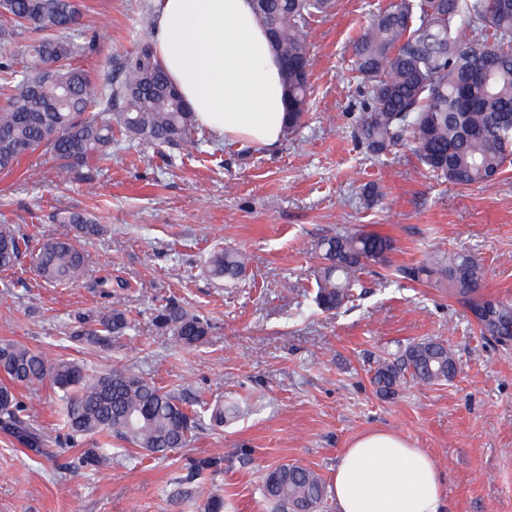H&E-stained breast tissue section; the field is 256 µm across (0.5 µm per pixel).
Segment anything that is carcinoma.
<instances>
[{
  "mask_svg": "<svg viewBox=\"0 0 512 512\" xmlns=\"http://www.w3.org/2000/svg\"><path fill=\"white\" fill-rule=\"evenodd\" d=\"M254 13L278 60L308 62L305 28L335 6V0H252ZM81 5L69 0H5L0 5V39L32 32L40 35L24 56L0 61V171L39 148L60 161L58 176L96 157L112 154L115 135L151 143L170 151L199 146L195 119L155 55L153 41L141 39L119 67V78L101 84L75 64L81 44L66 36L70 18ZM353 71L367 88L360 137L381 155L406 137L415 154L435 175L461 186H492L512 160V0H395L374 15L355 42ZM49 59L63 64L43 70ZM481 65L492 76L484 84L468 83ZM309 70L281 68L288 91V123L283 138L298 135L309 111ZM68 232L43 242L34 257L37 275L49 284L76 285L84 278L87 256L75 238L97 236L100 225L86 214L67 211ZM27 236L14 224H0V271L20 261ZM390 239L377 233H338L317 241L321 262L313 271L316 304L344 307L358 285V271L368 263L389 266ZM247 256L233 248L213 252L209 273L236 280L246 273ZM410 282L448 281V296L464 302L480 333L498 343L512 342V303L489 310L478 299L484 276L479 259L464 250L435 251L417 265L393 268ZM179 345L202 344L209 323L171 301L155 316ZM135 325L126 313L82 318L72 332L108 345ZM458 361L444 339L410 342L378 359L371 382L384 397L402 384H438L452 380ZM0 373L13 384L56 389L62 427L58 444H76L88 436H115L147 456H165L185 447L200 427L197 414L174 392L128 369L89 372L64 359L9 339L0 340ZM0 430L36 454L47 453L45 437L29 423L28 407L10 386H0ZM107 443L82 454L86 467L111 463ZM266 500L276 512H332L322 476L299 463H284L263 477Z\"/></svg>",
  "mask_w": 512,
  "mask_h": 512,
  "instance_id": "obj_1",
  "label": "carcinoma"
}]
</instances>
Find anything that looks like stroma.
Instances as JSON below:
<instances>
[{
  "label": "stroma",
  "instance_id": "obj_1",
  "mask_svg": "<svg viewBox=\"0 0 512 512\" xmlns=\"http://www.w3.org/2000/svg\"><path fill=\"white\" fill-rule=\"evenodd\" d=\"M391 0H337L307 28L311 97L300 134L272 150L242 147L198 128L200 153L169 158L123 140L108 160H88L67 178L51 154L24 156L0 173V224L20 225L30 251L0 271V339L51 359L125 368L154 378L184 402L235 405L203 423L167 458L112 439V464L78 467L81 447L33 454L0 431V512H204L216 493L224 512H271L262 477L298 462L331 480L343 448L386 430L428 452L442 471L447 512H512V346L482 336L469 309L435 283L389 281L367 265L357 299L319 308L315 244L339 231L390 237V266L436 250L473 253L481 291L512 301V164L498 184L462 187L437 178L407 140L371 154L357 128L366 90L354 79L353 43ZM78 30L91 49L76 63L102 83L137 41L154 34L155 0H83ZM376 201L363 197L365 185ZM85 213L103 232L82 241L86 278L46 285L30 252L64 232L62 210ZM247 254L244 277L212 278L214 250ZM175 298L211 323L186 349L152 323ZM136 325L110 346L77 342V318L112 307ZM448 341L459 371L448 382L409 383L384 398L370 382L382 354L411 341ZM35 427L55 436L50 385L15 386ZM222 456L217 471L185 482L190 459Z\"/></svg>",
  "mask_w": 512,
  "mask_h": 512
}]
</instances>
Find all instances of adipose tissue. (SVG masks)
Masks as SVG:
<instances>
[{
	"label": "adipose tissue",
	"instance_id": "obj_1",
	"mask_svg": "<svg viewBox=\"0 0 512 512\" xmlns=\"http://www.w3.org/2000/svg\"><path fill=\"white\" fill-rule=\"evenodd\" d=\"M154 47L198 123L224 139L274 148L288 97L251 0H156ZM337 512H445L431 456L387 431L357 436L336 464Z\"/></svg>",
	"mask_w": 512,
	"mask_h": 512
}]
</instances>
